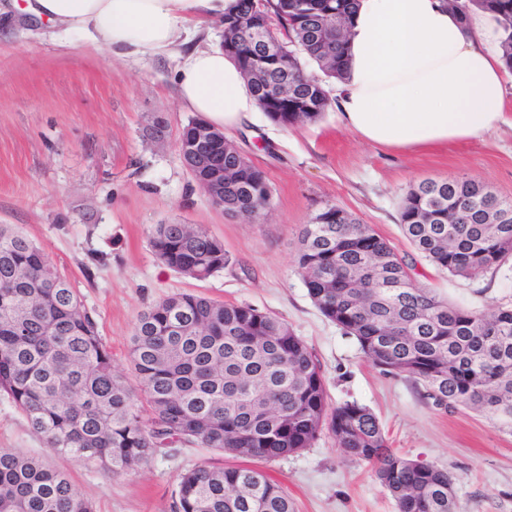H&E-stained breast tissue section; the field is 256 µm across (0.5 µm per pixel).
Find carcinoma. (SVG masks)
Masks as SVG:
<instances>
[{
    "mask_svg": "<svg viewBox=\"0 0 512 512\" xmlns=\"http://www.w3.org/2000/svg\"><path fill=\"white\" fill-rule=\"evenodd\" d=\"M266 0L265 33L238 36L224 53L247 79L254 99L283 124V81L300 99L324 94L308 75L313 62L329 79L348 68L346 42L312 43L332 20L349 23L358 0ZM467 18L483 12L500 32L501 60L512 72V0H444ZM282 50V66L254 77L249 59L265 45ZM224 206L256 217L269 202L263 173L233 144L199 170L208 185L219 172ZM477 183L446 179L413 185L399 223L414 250L453 277L497 272L512 258V223L485 224L493 205ZM468 199L456 224H418V207ZM150 245L170 269L205 280L228 262L224 243L192 224H157ZM296 268L321 313L358 342L372 364L403 374L440 406H464L512 432V308L486 314L439 299L411 276V264L373 229L309 224ZM130 359L151 410L145 420L134 393L112 369V352L71 283L21 232L0 225V395L9 398L50 447L116 471L132 469L175 442L239 458L275 459L309 448L328 432L344 454L375 468L398 512H459L454 478L392 451L377 417L356 401L330 409L321 366L277 316L193 293L167 296L135 324ZM176 512H293L288 494L249 467L199 466L182 474ZM0 512H93L69 479L43 462L0 448Z\"/></svg>",
    "mask_w": 512,
    "mask_h": 512,
    "instance_id": "cac0c4a2",
    "label": "carcinoma"
}]
</instances>
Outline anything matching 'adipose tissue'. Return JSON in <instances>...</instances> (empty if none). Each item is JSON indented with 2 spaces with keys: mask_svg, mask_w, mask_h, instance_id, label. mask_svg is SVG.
<instances>
[{
  "mask_svg": "<svg viewBox=\"0 0 512 512\" xmlns=\"http://www.w3.org/2000/svg\"><path fill=\"white\" fill-rule=\"evenodd\" d=\"M233 0H29L27 12L106 55L177 59L180 103L208 124L238 126L257 108L222 46L189 21L220 19ZM349 65L336 87L343 124L398 149L482 138L505 119L503 64L482 14L442 0H360Z\"/></svg>",
  "mask_w": 512,
  "mask_h": 512,
  "instance_id": "ef3b65f1",
  "label": "adipose tissue"
}]
</instances>
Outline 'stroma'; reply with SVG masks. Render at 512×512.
<instances>
[{"mask_svg": "<svg viewBox=\"0 0 512 512\" xmlns=\"http://www.w3.org/2000/svg\"><path fill=\"white\" fill-rule=\"evenodd\" d=\"M26 6L0 0V224L18 227L77 289L115 373L137 386L130 337L138 315L166 296L252 306L304 340L321 365L330 406H367L394 452L451 472L460 512H512V433L476 410L437 407L405 376L375 368L321 314L295 266L305 225L337 205L412 257L418 282L449 303L484 313L511 303V263L492 275L448 276L415 256L398 218L405 192L425 179L476 181L512 201V127L394 150L363 141L332 106L316 121L288 126L254 112L225 134L271 190L259 219L246 223L215 206L183 164L179 134L192 114L177 98L172 58L104 56ZM157 224L202 225L223 241L228 264L204 281L168 269L149 245ZM0 448L66 472L94 512H173L182 473L234 463L176 443L115 473L50 448L3 397ZM259 467L285 489L294 512H397L373 466L347 458L326 433Z\"/></svg>", "mask_w": 512, "mask_h": 512, "instance_id": "obj_1", "label": "stroma"}]
</instances>
